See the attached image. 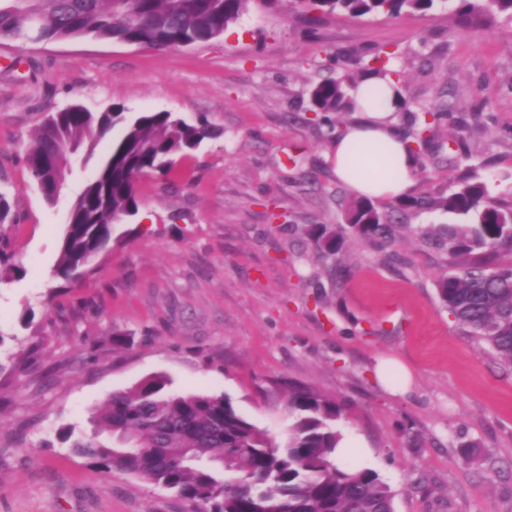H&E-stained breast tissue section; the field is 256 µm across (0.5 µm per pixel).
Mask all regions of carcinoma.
I'll return each instance as SVG.
<instances>
[{
	"instance_id": "obj_1",
	"label": "carcinoma",
	"mask_w": 512,
	"mask_h": 512,
	"mask_svg": "<svg viewBox=\"0 0 512 512\" xmlns=\"http://www.w3.org/2000/svg\"><path fill=\"white\" fill-rule=\"evenodd\" d=\"M252 0H0V41L21 45L81 37L165 49L220 36L247 11ZM301 15L397 16L425 13L437 0H286ZM465 20L485 12L512 23V0H457ZM391 74L360 58L356 70L326 79L308 91L307 110L331 115L352 112L353 92L368 78ZM397 111L407 114L403 138L415 158L433 148L448 124L465 128L442 104L411 105L396 82ZM118 125L121 135L98 164L68 211L60 259L53 275L80 276L108 249L114 225L138 213L137 179L165 172L175 155L200 146L211 134L208 122L188 121L171 112L129 113L120 104L103 112L74 105L51 115L29 144L24 161L46 201L56 203L60 171L85 163ZM422 211H440L458 220L423 242L448 256L451 269L437 281L442 304L477 341L512 368V263L492 258L512 252V203L489 194L476 174H466L444 191L408 196L388 204L367 197L346 201L345 221L353 237L392 243L397 226ZM312 248L336 254L342 233L326 224L305 229ZM288 433L278 442L243 417L230 399L207 392H175L163 374L142 379L129 391L112 393L94 421L112 431L106 446L77 441L74 451L105 471L118 470L173 491L202 512H395L390 487L370 469L336 462L342 434L340 408L310 388L288 390Z\"/></svg>"
}]
</instances>
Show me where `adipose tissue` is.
I'll return each instance as SVG.
<instances>
[{
	"instance_id": "1",
	"label": "adipose tissue",
	"mask_w": 512,
	"mask_h": 512,
	"mask_svg": "<svg viewBox=\"0 0 512 512\" xmlns=\"http://www.w3.org/2000/svg\"><path fill=\"white\" fill-rule=\"evenodd\" d=\"M391 79L370 78L357 90V118L343 127L327 156L336 178L351 190L375 200L406 196L416 181V163L394 127L395 110ZM358 154L381 155L393 174L371 181L357 173L353 159Z\"/></svg>"
}]
</instances>
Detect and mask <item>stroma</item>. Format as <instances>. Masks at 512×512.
Here are the masks:
<instances>
[{
    "instance_id": "35a3bbf8",
    "label": "stroma",
    "mask_w": 512,
    "mask_h": 512,
    "mask_svg": "<svg viewBox=\"0 0 512 512\" xmlns=\"http://www.w3.org/2000/svg\"><path fill=\"white\" fill-rule=\"evenodd\" d=\"M379 51L412 104L441 100L465 117L469 165L512 202V26L500 20L466 25L439 8L311 23L254 4L178 49L0 43V188L14 216L0 271V512H193L73 450L111 444L94 412L153 374L228 397L278 440L289 386L313 388L340 407L351 446L339 462L376 471L395 512H512V369L442 305L448 260L417 237L447 215L413 216L391 248L345 236L333 259L303 233L344 221L332 140L306 92L330 77V58L345 71ZM115 103L204 119L214 134L137 180L138 214L83 279L53 281L68 210L97 164L51 205L26 149L47 115ZM116 330L128 348L113 349ZM383 358L409 374L397 389L377 379Z\"/></svg>"
}]
</instances>
